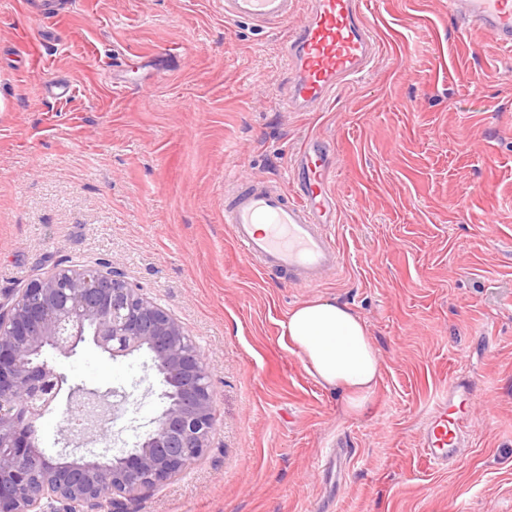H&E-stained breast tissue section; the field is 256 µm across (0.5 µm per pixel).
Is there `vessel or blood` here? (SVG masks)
Returning <instances> with one entry per match:
<instances>
[{"label":"vessel or blood","mask_w":512,"mask_h":512,"mask_svg":"<svg viewBox=\"0 0 512 512\" xmlns=\"http://www.w3.org/2000/svg\"><path fill=\"white\" fill-rule=\"evenodd\" d=\"M448 8L495 45L512 49V0H448ZM224 18L256 27L289 25L284 44L288 83L278 98L284 112H314L337 90L361 79L379 58L374 26L362 0H224ZM329 165L317 142L304 143L293 172L295 192L250 177L224 183V222L238 253L264 273L313 287L337 271L341 253L329 225L337 214ZM470 389L449 383L426 420L422 454L443 468L459 451L467 428Z\"/></svg>","instance_id":"obj_1"}]
</instances>
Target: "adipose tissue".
<instances>
[{"label": "adipose tissue", "instance_id": "adipose-tissue-1", "mask_svg": "<svg viewBox=\"0 0 512 512\" xmlns=\"http://www.w3.org/2000/svg\"><path fill=\"white\" fill-rule=\"evenodd\" d=\"M286 334L306 371L324 388L342 391L361 413L381 378V362L365 322L347 305L313 300L288 314Z\"/></svg>", "mask_w": 512, "mask_h": 512}]
</instances>
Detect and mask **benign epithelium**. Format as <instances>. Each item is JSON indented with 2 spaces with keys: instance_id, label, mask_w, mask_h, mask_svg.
I'll use <instances>...</instances> for the list:
<instances>
[{
  "instance_id": "obj_1",
  "label": "benign epithelium",
  "mask_w": 512,
  "mask_h": 512,
  "mask_svg": "<svg viewBox=\"0 0 512 512\" xmlns=\"http://www.w3.org/2000/svg\"><path fill=\"white\" fill-rule=\"evenodd\" d=\"M86 341L111 360L148 351L164 408L127 455L54 465L38 424L79 393L44 353L71 357ZM212 430L211 373L196 343L111 264L61 267L0 302V512H102L107 500L179 475L210 447Z\"/></svg>"
}]
</instances>
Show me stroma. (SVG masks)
Wrapping results in <instances>:
<instances>
[{
    "mask_svg": "<svg viewBox=\"0 0 512 512\" xmlns=\"http://www.w3.org/2000/svg\"><path fill=\"white\" fill-rule=\"evenodd\" d=\"M379 59L319 112H283L288 26L224 18L223 0H70L37 15L0 0V299L101 260L177 317L212 373L210 447L174 479L104 512H512V52L448 0H383ZM47 69L28 67V44ZM69 81V99L44 84ZM320 140L338 201V273L297 288L244 261L224 179L287 183ZM347 304L382 377L361 415L284 335L291 308ZM56 366L126 392L115 439L162 410L147 354L92 343ZM470 431L447 469L419 449L449 381ZM342 441L343 480L322 457Z\"/></svg>",
    "mask_w": 512,
    "mask_h": 512,
    "instance_id": "35a3bbf8",
    "label": "stroma"
}]
</instances>
